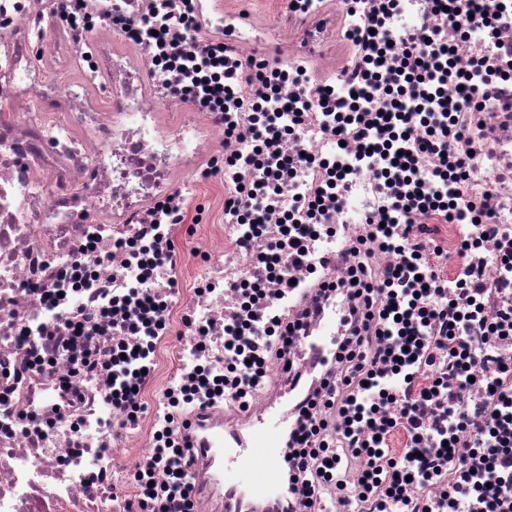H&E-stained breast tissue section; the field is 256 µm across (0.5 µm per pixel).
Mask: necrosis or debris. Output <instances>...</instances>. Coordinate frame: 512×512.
I'll use <instances>...</instances> for the list:
<instances>
[{
  "label": "necrosis or debris",
  "instance_id": "obj_1",
  "mask_svg": "<svg viewBox=\"0 0 512 512\" xmlns=\"http://www.w3.org/2000/svg\"><path fill=\"white\" fill-rule=\"evenodd\" d=\"M70 3L0 0V104L19 114L0 122V512H104L105 492L117 483L111 446L125 418L112 403L110 353L141 344L133 326L155 285L145 268L152 251L167 245L159 220L184 208L185 180L201 159L230 178L277 186L262 212L276 237L289 221V201L300 195L321 193L356 234L360 216L383 207L369 173L352 177L350 193L341 197L331 179L337 167L357 165L360 154L355 142L345 151L336 147L326 118L335 100L356 112L376 107V94L360 96V84L345 80L358 55L334 73L327 98L300 100L288 80L300 59L328 65L319 51L326 0H289L279 21L274 93L263 104L252 103L249 78L265 25L251 14L193 0L197 29L185 48L204 54L211 41L224 42V68L237 76V89L224 97L221 111L200 121L192 103L174 125L159 116L161 106L176 102L164 86L190 85L191 74L173 69L157 77L152 61L160 45L126 30L121 36L133 52L106 39L84 48L73 30L97 27L99 17ZM364 3V14L343 15L347 31L372 16L398 50L406 36L430 28L447 43L456 68L496 50L503 72H512V24L473 27L464 13L451 22L432 10L431 0H397L389 15L380 0ZM55 47L61 50L55 65L77 64L82 81L62 87L45 76L38 59ZM98 80L107 83V98L88 92ZM287 99L294 106L281 111ZM31 102L36 111H28ZM442 103L475 151L462 195L480 200L493 192L495 223L512 225V177L503 175L512 167V111L497 102L461 108L447 96ZM275 111L285 124L297 112L303 120L296 135L280 141V153L305 152L320 165L258 170L243 164L250 145L230 135V126L261 128ZM248 233V225L225 224L223 241L212 247V272L189 302L196 325L184 332L176 372L164 388L170 397L181 396L200 369L216 374L223 367L224 319L241 305L231 286L256 261V249L238 244ZM103 301L125 316L124 332H104L102 321L87 317Z\"/></svg>",
  "mask_w": 512,
  "mask_h": 512
}]
</instances>
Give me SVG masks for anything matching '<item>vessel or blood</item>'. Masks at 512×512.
Masks as SVG:
<instances>
[{"label": "vessel or blood", "mask_w": 512, "mask_h": 512, "mask_svg": "<svg viewBox=\"0 0 512 512\" xmlns=\"http://www.w3.org/2000/svg\"><path fill=\"white\" fill-rule=\"evenodd\" d=\"M315 337H302L301 367L282 386V396L259 413H243L232 424L216 427L209 413L191 415L189 471L196 493L221 494L224 512H292L282 465L288 454L292 416L311 380L313 368L331 360L344 307L318 304Z\"/></svg>", "instance_id": "1"}]
</instances>
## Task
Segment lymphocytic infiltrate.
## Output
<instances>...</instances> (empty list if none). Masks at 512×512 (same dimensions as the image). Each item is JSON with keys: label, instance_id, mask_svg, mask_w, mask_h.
<instances>
[{"label": "lymphocytic infiltrate", "instance_id": "f902f5d3", "mask_svg": "<svg viewBox=\"0 0 512 512\" xmlns=\"http://www.w3.org/2000/svg\"><path fill=\"white\" fill-rule=\"evenodd\" d=\"M191 28L187 6L146 11L137 21L141 35H156L164 61L199 77L188 95L201 106L231 94L221 49L186 57L182 43ZM448 50L430 29L408 35L395 66L385 75L381 112L350 116L336 107V139L359 140L378 155L376 189L385 220L366 215L365 231L351 240L341 262L346 276L334 288L348 303L346 329L332 366L308 395L288 433L285 476L294 512H463L481 503L485 512H512V359L498 356L512 340V228L493 221L489 201L473 202L458 190L473 161L462 135L445 113L419 112V91L452 86L465 104L493 96L491 83H475L473 72L492 68L475 59L472 73L452 72L437 61ZM292 222L282 237L263 241L264 263L279 287L264 307L224 323L222 381L200 374L197 388L214 401L247 408L270 359L286 356L295 324L286 322L298 289L309 287L317 267L310 243L314 233L340 238L343 229L328 218L318 198L293 199ZM460 226L458 272L444 277L448 253L430 236L429 220ZM392 253L395 264L375 268V253ZM499 271L487 283L481 269ZM151 317L141 327L144 348L112 352V398L131 415L141 412V388L151 369L157 328L165 320L162 297L151 298ZM497 361L496 375L479 372ZM482 391L486 401L457 410L462 391ZM406 441L389 446L396 431ZM190 467L183 446L157 432L154 447L132 480L133 499H121L122 512H194ZM453 482H442L447 470ZM440 481L426 497L428 483Z\"/></svg>", "mask_w": 512, "mask_h": 512}]
</instances>
